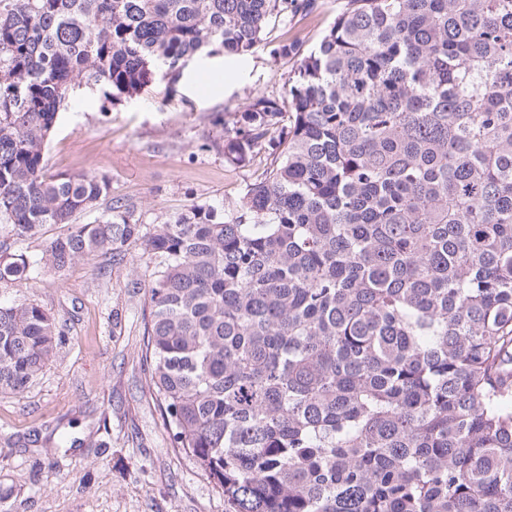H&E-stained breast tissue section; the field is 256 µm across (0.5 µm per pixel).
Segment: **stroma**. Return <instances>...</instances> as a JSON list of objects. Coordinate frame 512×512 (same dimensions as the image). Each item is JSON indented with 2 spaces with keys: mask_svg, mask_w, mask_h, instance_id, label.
Wrapping results in <instances>:
<instances>
[{
  "mask_svg": "<svg viewBox=\"0 0 512 512\" xmlns=\"http://www.w3.org/2000/svg\"><path fill=\"white\" fill-rule=\"evenodd\" d=\"M273 19L253 53L203 55L175 79L112 103L105 89L72 85L46 151L51 175L109 178L112 196L159 224L190 204L234 209L266 162L228 165L209 148L217 120L257 98L288 94L341 0ZM40 301L62 333L54 361L19 395H0V507L5 512H224V496L175 451L140 354L144 279L129 262L80 259L37 287L0 288V300Z\"/></svg>",
  "mask_w": 512,
  "mask_h": 512,
  "instance_id": "1",
  "label": "stroma"
}]
</instances>
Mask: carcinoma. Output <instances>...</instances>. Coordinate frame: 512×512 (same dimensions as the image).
Returning a JSON list of instances; mask_svg holds the SVG:
<instances>
[{
	"instance_id": "1",
	"label": "carcinoma",
	"mask_w": 512,
	"mask_h": 512,
	"mask_svg": "<svg viewBox=\"0 0 512 512\" xmlns=\"http://www.w3.org/2000/svg\"><path fill=\"white\" fill-rule=\"evenodd\" d=\"M318 0H0V288L98 254L152 265L141 358L224 512H512V0H344L288 95L212 147L270 157L225 212L147 226L110 181L46 173L75 80L112 101ZM93 218L81 222L79 218ZM0 302V394L54 360ZM3 222H5L3 219L0 220V225H1L0 226L1 227V229H0V244H1V242L7 240V244H11V251L22 250V251L26 252L31 257L37 256L41 252L44 242L47 239L56 237L57 235H60L66 231V228H64L62 226H59V225L52 226V227H48L45 230V234L40 238L36 237V238H32V239H27L25 241L13 243V239L12 238L7 239L4 229H2V227L5 224Z\"/></svg>"
}]
</instances>
